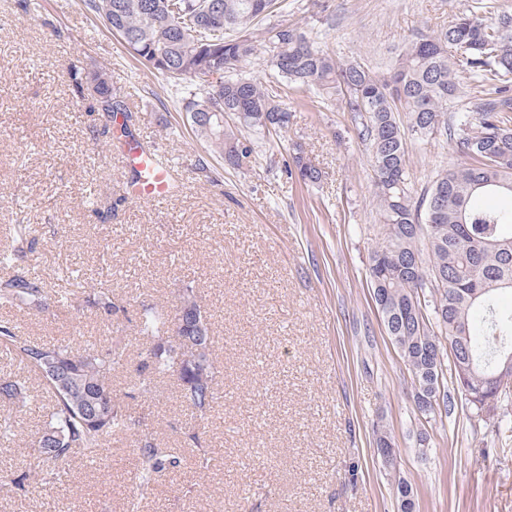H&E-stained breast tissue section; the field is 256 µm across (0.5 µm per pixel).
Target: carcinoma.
Returning a JSON list of instances; mask_svg holds the SVG:
<instances>
[{
    "label": "carcinoma",
    "instance_id": "carcinoma-1",
    "mask_svg": "<svg viewBox=\"0 0 512 512\" xmlns=\"http://www.w3.org/2000/svg\"><path fill=\"white\" fill-rule=\"evenodd\" d=\"M140 2L112 0L108 12L104 0L85 5L125 44L135 45L137 59L170 80L196 137L231 168L240 167L258 143L288 130L289 95L313 90L320 97L342 96V111L351 113L358 139L372 154L382 232L369 255V277L387 335L417 387L438 388L448 366L466 405L491 411L508 399L512 372L501 376L492 401L478 405L473 397L487 393L485 377L512 352V308L498 306L501 294L512 295V14L492 18V5L474 0L469 13L438 34H420L379 72L336 61L314 30L274 19V0H221L222 10L208 16L198 13L196 0H151L152 10ZM259 52L271 72L265 84L239 73ZM463 73L476 96L459 105ZM87 89L109 118L131 120L128 102L112 93L107 74L93 73ZM218 112L228 117L221 125ZM411 136L421 142L447 137L461 157L420 194L407 164ZM287 171L305 184L322 178L298 144ZM30 232L18 225L14 246L0 249L1 268L18 266ZM74 295L70 288H44L35 268L0 278V306L19 312L52 304L67 309ZM87 303L106 322L127 313L124 299ZM139 320L147 343L138 352L131 392L150 394L159 378L173 373L191 416L205 419L217 399L220 371L214 336L195 296L185 292L172 316L144 305ZM445 341L454 351L447 352ZM0 352L18 363V373L0 378V407L21 412L42 396L49 401L32 443L37 467L53 475L77 453L92 460L132 430L112 392V374L129 359L122 340L106 349L48 344L0 322ZM32 373L42 388L34 387ZM184 443L195 448L197 466L208 468L213 449L205 432L188 428ZM181 465L177 452L142 433L137 494H148Z\"/></svg>",
    "mask_w": 512,
    "mask_h": 512
}]
</instances>
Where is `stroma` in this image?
<instances>
[{
    "label": "stroma",
    "mask_w": 512,
    "mask_h": 512,
    "mask_svg": "<svg viewBox=\"0 0 512 512\" xmlns=\"http://www.w3.org/2000/svg\"><path fill=\"white\" fill-rule=\"evenodd\" d=\"M473 0H288L285 20L320 30L344 61L386 67L419 33H435ZM112 78L134 114L133 136L161 146L177 185L165 202L131 199L132 172L111 153L101 113L69 72ZM293 120L241 168L225 167L186 123L166 78L133 59L83 0H0V247L17 224L36 230L27 264L47 287L79 277L78 308L0 310V320L51 343L81 336L138 340V313L174 310L192 289L205 311L220 367V397L204 422L214 450L197 467L181 444L193 425L175 376L150 398H130L134 367L112 390L136 431L180 450L183 467L151 494H134L137 446L72 462L52 478L33 464L41 407L28 405L19 434L0 446V468L24 476L0 490V512H397L396 483L416 512H512V429L457 405L423 417L415 383L387 336L368 273L379 237L371 155L349 113L307 92L292 96ZM302 144L324 177L288 178ZM459 159L446 139L411 143L415 189ZM133 301L101 322L87 296ZM386 428L395 469L381 463ZM426 445H419V435Z\"/></svg>",
    "instance_id": "35a3bbf8"
}]
</instances>
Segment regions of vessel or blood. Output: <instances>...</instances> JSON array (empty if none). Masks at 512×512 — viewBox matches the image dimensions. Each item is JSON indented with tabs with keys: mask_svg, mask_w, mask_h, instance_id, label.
Masks as SVG:
<instances>
[{
	"mask_svg": "<svg viewBox=\"0 0 512 512\" xmlns=\"http://www.w3.org/2000/svg\"><path fill=\"white\" fill-rule=\"evenodd\" d=\"M119 148L136 176L134 185L128 189L130 197L148 203L168 200L174 185L168 168L160 161V149L147 151L132 140L121 142Z\"/></svg>",
	"mask_w": 512,
	"mask_h": 512,
	"instance_id": "b4317fda",
	"label": "vessel or blood"
}]
</instances>
